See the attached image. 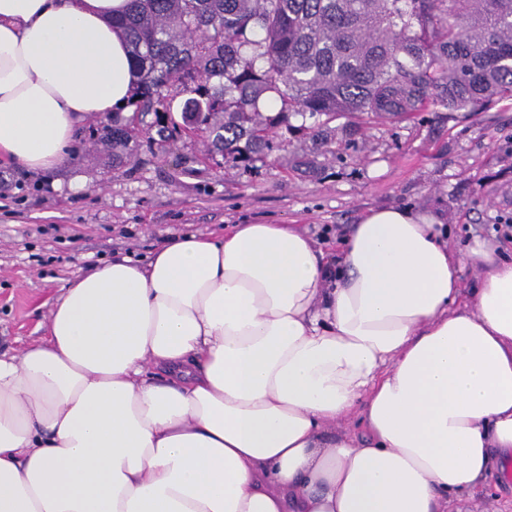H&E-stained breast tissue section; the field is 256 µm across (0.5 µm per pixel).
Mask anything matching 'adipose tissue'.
Here are the masks:
<instances>
[{"mask_svg":"<svg viewBox=\"0 0 512 512\" xmlns=\"http://www.w3.org/2000/svg\"><path fill=\"white\" fill-rule=\"evenodd\" d=\"M127 6L0 0V160L56 167L128 112ZM438 223L369 209L334 259L229 224L67 281L0 355V512H448L512 458V260L475 243L460 303Z\"/></svg>","mask_w":512,"mask_h":512,"instance_id":"ef3b65f1","label":"adipose tissue"}]
</instances>
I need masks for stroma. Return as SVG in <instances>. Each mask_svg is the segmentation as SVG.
<instances>
[{
	"instance_id": "1",
	"label": "stroma",
	"mask_w": 512,
	"mask_h": 512,
	"mask_svg": "<svg viewBox=\"0 0 512 512\" xmlns=\"http://www.w3.org/2000/svg\"><path fill=\"white\" fill-rule=\"evenodd\" d=\"M82 122L67 163L29 172L0 162V352L40 340L66 280L113 259H146L173 234L221 233L225 225L299 226L335 248L371 208L404 206L440 216L463 254V294L481 269L475 240L498 241L512 257V101L449 118L445 109L393 123L347 126L329 144L283 135L266 164L202 161L200 139L139 138L112 163L96 129ZM459 512H512V483L493 473Z\"/></svg>"
}]
</instances>
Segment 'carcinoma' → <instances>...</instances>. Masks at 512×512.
<instances>
[{
  "label": "carcinoma",
  "mask_w": 512,
  "mask_h": 512,
  "mask_svg": "<svg viewBox=\"0 0 512 512\" xmlns=\"http://www.w3.org/2000/svg\"><path fill=\"white\" fill-rule=\"evenodd\" d=\"M116 24L139 86L134 110L101 128L115 164L153 129L205 137L206 162L254 167L284 131L512 100V0H130ZM269 98L277 111H262Z\"/></svg>",
  "instance_id": "1"
}]
</instances>
